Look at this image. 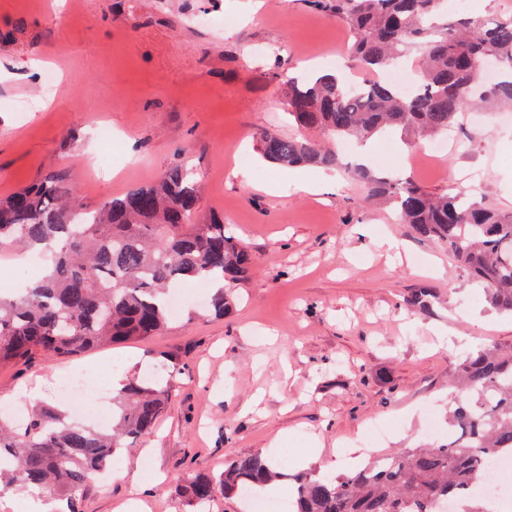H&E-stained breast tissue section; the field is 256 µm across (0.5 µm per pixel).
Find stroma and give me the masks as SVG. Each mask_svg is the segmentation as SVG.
<instances>
[{
    "instance_id": "1",
    "label": "stroma",
    "mask_w": 512,
    "mask_h": 512,
    "mask_svg": "<svg viewBox=\"0 0 512 512\" xmlns=\"http://www.w3.org/2000/svg\"><path fill=\"white\" fill-rule=\"evenodd\" d=\"M0 0V195L53 171L66 172L83 205L95 207L156 180L179 157L203 185V214L223 216L253 258L231 311L210 314L198 285L183 284V308L160 335L72 358L0 366V403L21 410L58 396L60 376L116 369L152 372L176 357L175 396L158 431L112 463L108 480L81 492L83 512H188L177 488L189 474L220 473L240 454H262L298 472L330 463L346 472L352 437L375 420L388 436L374 454L447 439L458 357L479 345L512 346V316L490 309L483 288L439 242L399 223L364 185L326 170L328 193L299 190L297 171L263 161L259 133L291 135L281 83L349 61L345 23L306 0ZM232 27H223L224 18ZM52 62L43 97L28 65ZM32 99L35 110L17 103ZM108 127L122 154L105 160ZM447 149L416 164L431 140L387 135L373 142L378 174L431 193L474 189L512 211V110L469 107ZM374 226L402 243L381 255L359 235ZM433 289L428 310L410 308Z\"/></svg>"
}]
</instances>
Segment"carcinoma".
<instances>
[{"mask_svg":"<svg viewBox=\"0 0 512 512\" xmlns=\"http://www.w3.org/2000/svg\"><path fill=\"white\" fill-rule=\"evenodd\" d=\"M345 22L352 68L374 75L420 54L423 80L410 95L370 79L352 95L334 74L286 81L288 122L335 140L385 136L397 129L446 134L465 105H512V16L443 18L445 0H310ZM494 61L503 79L479 81ZM261 157L283 167L342 165L337 151L302 134L262 133ZM372 198L394 203L399 217L440 242L490 305L512 314V215L466 190L432 195L414 180L346 167ZM192 166L177 164L94 210L78 200L63 173L0 197V250L19 246L48 255L50 273L21 292L0 294V365L65 359L105 343L145 340L172 317L168 290L188 279L219 278L209 310L224 314L252 257L222 217H206ZM173 357L149 376H131L112 397V427L67 422L54 404L36 407L13 429L0 414V488L48 489L82 512L78 492L122 448L151 437L172 399ZM466 398L448 414V442L404 448L343 475L315 469L288 474L259 455H236L218 475L198 472L179 488L188 506L217 495L243 499L266 483L290 484L294 512H433L431 505L479 485L487 462L512 455V347L487 346L460 356Z\"/></svg>","mask_w":512,"mask_h":512,"instance_id":"obj_1","label":"carcinoma"}]
</instances>
